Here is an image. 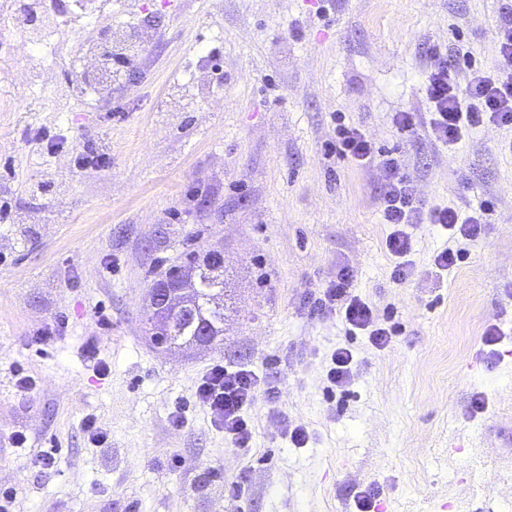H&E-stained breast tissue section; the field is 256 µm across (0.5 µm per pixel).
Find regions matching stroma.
<instances>
[{
	"label": "stroma",
	"instance_id": "obj_1",
	"mask_svg": "<svg viewBox=\"0 0 512 512\" xmlns=\"http://www.w3.org/2000/svg\"><path fill=\"white\" fill-rule=\"evenodd\" d=\"M48 2L59 27L42 43L0 42V490L15 512H351L372 483L387 512H512V129L484 124L450 150L392 123L426 116L424 74L448 52L470 57L462 84L497 63L505 0H112L101 22L87 0ZM105 42L128 59L123 79L77 96L79 61ZM340 117L400 156L425 206L490 205L450 271L434 266L445 232L421 224L411 276L392 279L381 173L340 155ZM211 246L223 348L156 350L151 280ZM344 267L399 325L385 349L312 313ZM339 346L361 370L331 394ZM219 359L279 386L252 408L245 450L195 398ZM281 414L314 433L308 447L281 438ZM33 448L55 449L54 466L30 465Z\"/></svg>",
	"mask_w": 512,
	"mask_h": 512
}]
</instances>
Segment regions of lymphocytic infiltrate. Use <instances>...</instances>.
<instances>
[{
	"mask_svg": "<svg viewBox=\"0 0 512 512\" xmlns=\"http://www.w3.org/2000/svg\"><path fill=\"white\" fill-rule=\"evenodd\" d=\"M500 60L494 68L471 71L466 86H458L454 59L442 60L425 77L429 108L426 126L430 137L442 145L456 147L473 129L492 122L512 128V9L507 10L498 31ZM342 153L360 165H376L382 171V192L378 207L382 223L391 227L386 249L396 260L391 276L406 280L411 268L407 257L412 250L411 227L434 224L449 237L473 241L485 233L483 216L463 214L451 205L424 207L413 180L394 154L375 149L355 126L338 125ZM321 315L336 316L348 333L366 332L372 345L387 346L395 330L353 292V274L340 269L315 301ZM278 391L266 376L239 367L230 369L223 362L212 363L198 378L195 396L212 424L220 427L232 447H249L253 426L247 414L258 398L274 401Z\"/></svg>",
	"mask_w": 512,
	"mask_h": 512,
	"instance_id": "1",
	"label": "lymphocytic infiltrate"
}]
</instances>
